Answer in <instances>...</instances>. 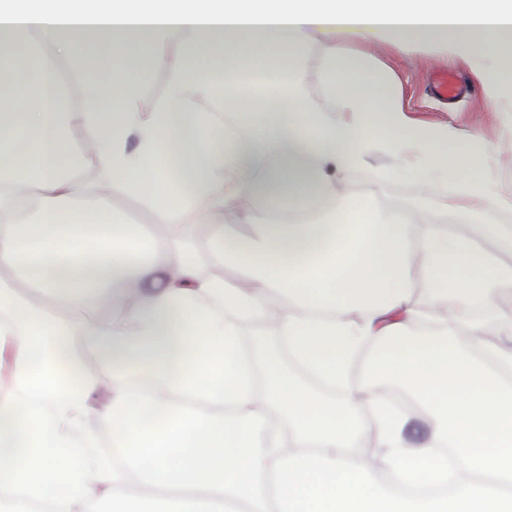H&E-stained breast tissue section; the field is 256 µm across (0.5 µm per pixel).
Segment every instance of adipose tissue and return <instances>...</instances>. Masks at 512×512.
Masks as SVG:
<instances>
[{"instance_id":"obj_1","label":"adipose tissue","mask_w":512,"mask_h":512,"mask_svg":"<svg viewBox=\"0 0 512 512\" xmlns=\"http://www.w3.org/2000/svg\"><path fill=\"white\" fill-rule=\"evenodd\" d=\"M321 35L330 61L328 104L310 100L293 52ZM348 33L397 50L440 47L490 56L488 99L512 87V0H0V267L73 309L59 336L80 331L96 370L112 377L98 418L136 385L174 402L187 378V334L202 309L222 325L275 316L355 323L371 348L386 328L414 329L419 286L429 310L448 315L464 349L512 382V348L486 342L484 321L458 312L494 309L512 282V231L474 224L505 204L481 174L475 134L411 125L397 100L355 57ZM175 40L180 51L161 52ZM167 95L141 107L151 74ZM411 156L390 176L437 197L458 226L411 224L347 177L375 145ZM95 164L160 223L210 221L201 250L152 237L84 185ZM264 195L284 219L243 239L214 214ZM305 209L309 221L294 214ZM225 277L201 275L198 255ZM108 303V319L90 318ZM49 368L75 392L95 394L96 371L79 370L55 342Z\"/></svg>"}]
</instances>
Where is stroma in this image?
I'll return each instance as SVG.
<instances>
[{"instance_id":"obj_1","label":"stroma","mask_w":512,"mask_h":512,"mask_svg":"<svg viewBox=\"0 0 512 512\" xmlns=\"http://www.w3.org/2000/svg\"><path fill=\"white\" fill-rule=\"evenodd\" d=\"M341 47L381 75L412 122L439 130L479 132L488 147L483 157L487 179L502 193L512 194V93H503L494 103H487L481 76L490 68L489 60L462 58L433 47L400 53L379 40L357 35L343 37ZM297 56L308 96L316 102L324 101L329 85L323 38H307L298 47ZM441 71L453 73L470 88V95L444 99L433 94L429 84ZM399 162V157L385 148H374L348 178L346 187L373 193L379 203L401 212L413 224L424 223L428 218L436 223L447 220V211L428 210L427 198L417 194L409 183L390 178V170ZM507 315L512 316V287L503 290L496 311L475 309L464 312L463 317L485 321L487 341L507 345L512 344V330L503 324Z\"/></svg>"}]
</instances>
